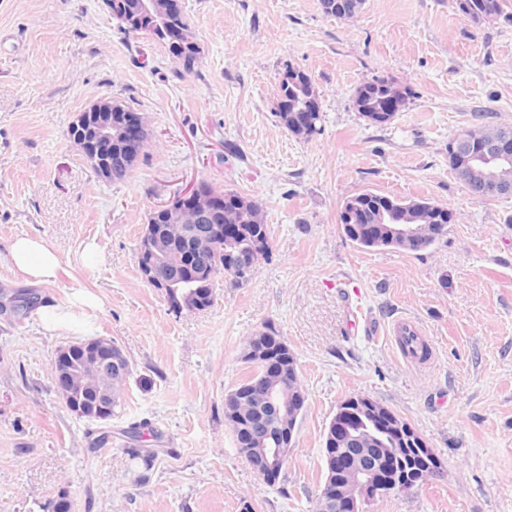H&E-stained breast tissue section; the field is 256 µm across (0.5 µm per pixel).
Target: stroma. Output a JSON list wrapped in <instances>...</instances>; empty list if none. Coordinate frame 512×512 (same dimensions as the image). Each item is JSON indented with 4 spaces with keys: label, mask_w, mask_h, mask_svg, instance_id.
Masks as SVG:
<instances>
[{
    "label": "stroma",
    "mask_w": 512,
    "mask_h": 512,
    "mask_svg": "<svg viewBox=\"0 0 512 512\" xmlns=\"http://www.w3.org/2000/svg\"><path fill=\"white\" fill-rule=\"evenodd\" d=\"M181 5L202 49L189 70L164 42L125 31L105 0H0V292L60 306L97 295V336L132 364L112 419L78 417L51 376L71 336L0 312V512H51L63 494L74 512H315L326 428L355 394L394 411L442 464L439 479L366 512H512V197L471 195L448 161L452 137L512 128V21L474 26L453 0H365L351 19L320 0ZM288 65L319 96L323 131L308 139L275 114ZM377 78L411 91L381 126L355 106ZM110 98L149 133L119 183L68 134ZM199 182L256 200L271 251L240 286L221 277L210 307L176 313L142 279L136 245L150 210ZM363 191L425 199L453 221L418 252L360 249L338 214ZM23 234L60 254L53 283L31 286L9 263ZM90 243L104 265H83ZM402 319L430 345L424 367L397 348ZM268 324L307 394L272 483L224 422L246 341ZM143 421L150 434L128 440Z\"/></svg>",
    "instance_id": "stroma-1"
}]
</instances>
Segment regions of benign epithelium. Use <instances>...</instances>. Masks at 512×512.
Segmentation results:
<instances>
[{
	"label": "benign epithelium",
	"mask_w": 512,
	"mask_h": 512,
	"mask_svg": "<svg viewBox=\"0 0 512 512\" xmlns=\"http://www.w3.org/2000/svg\"><path fill=\"white\" fill-rule=\"evenodd\" d=\"M181 9L180 0L138 2V16L159 21L170 20L181 13ZM87 111L94 113V118L85 126L82 124L85 113H80L74 121L76 129L70 138L81 152L106 172L122 170L128 158L143 151L146 122L142 113L106 99L94 102ZM469 165L484 172V178L471 188V195L512 193V184L499 177L501 172L512 169V141L501 139L477 143ZM180 199L181 209L172 217L170 225L157 234L152 233L150 225L146 229L153 248L167 249L177 241L185 242L186 261L176 266L156 263L142 270L146 282L157 284L164 291L183 287L187 276L193 278L203 274L204 264L197 261L200 249L206 242L222 238L232 229L230 224L217 222L230 205L227 194L198 185L182 192ZM341 214L346 218V225L366 239L386 235L398 242H408L441 232L437 224L412 223L411 217L391 203L377 209L372 224L362 223L361 206L357 204L345 206ZM256 262V257L250 252L231 253L224 260V270L242 281L249 277ZM275 345L288 348L282 337L269 336L264 329L250 337L243 360L257 363L259 373L245 386L224 396V415L244 421L243 438L236 439L237 452L263 477L271 476L275 463L287 459L293 447L297 419L306 401V391L299 379L294 356L289 354L284 361L271 358ZM78 356L92 362L97 371L110 374L114 368L126 367V355L117 347L88 340L79 345L60 346L52 357L51 369L60 397L80 399L78 408L86 410L89 418L107 417L112 413V392L101 390L84 398L73 383L72 366ZM284 384L288 385L285 403L291 417L278 424L274 434L261 439L257 433L265 430L266 420L250 414L249 399L264 397L275 403L277 386ZM354 411L368 412L377 419L375 432L344 434L340 426L342 416ZM390 431L407 433L417 450L428 457L433 455L424 438L412 428L404 429L397 415L383 404L365 395H354L341 402L325 435L326 441L337 444V447L324 449L325 475L316 495L320 512H363V506L371 500L411 490L438 475L439 468L430 463L425 469L412 474L408 478L409 484L404 485L397 477L400 457H393V462L388 465L383 461L370 464L376 449L384 444L382 436Z\"/></svg>",
	"instance_id": "benign-epithelium-1"
}]
</instances>
